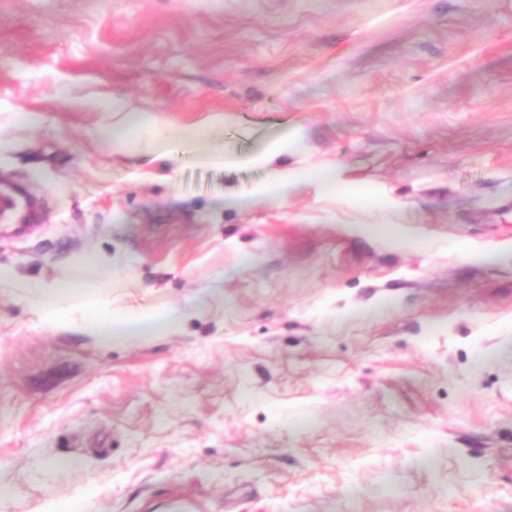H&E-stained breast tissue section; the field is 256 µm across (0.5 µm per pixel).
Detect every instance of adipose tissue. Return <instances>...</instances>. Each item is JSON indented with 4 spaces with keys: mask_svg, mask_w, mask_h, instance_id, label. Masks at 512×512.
<instances>
[{
    "mask_svg": "<svg viewBox=\"0 0 512 512\" xmlns=\"http://www.w3.org/2000/svg\"><path fill=\"white\" fill-rule=\"evenodd\" d=\"M103 108L106 113L115 115L116 120L101 124V137L112 141L115 146L125 147L129 144L128 132L133 129L138 131L141 137L148 139L150 154L160 157L167 155L166 123L158 114L129 111L126 100L120 96L109 98L104 102ZM304 147V138L299 131H285L268 141L259 151L236 154L214 148L200 154L198 161L207 166L264 170V177L251 184L243 193L248 205L262 209L286 201L300 179L299 173L294 169L274 167V160L279 157L300 155ZM0 287L15 288L33 294L35 311L43 322L50 325L67 323L70 330L96 336L98 341L104 344L128 336L129 327L133 324L148 325L157 335L178 332L186 316L185 311L170 309L135 318L114 317L108 302L112 292V280L108 277L97 282L95 291L86 295L81 305V318L70 322L65 321L64 312L66 304L72 302L74 293L67 286H42L20 277L12 267L0 266Z\"/></svg>",
    "mask_w": 512,
    "mask_h": 512,
    "instance_id": "ef3b65f1",
    "label": "adipose tissue"
}]
</instances>
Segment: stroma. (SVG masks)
Listing matches in <instances>:
<instances>
[{"mask_svg": "<svg viewBox=\"0 0 512 512\" xmlns=\"http://www.w3.org/2000/svg\"><path fill=\"white\" fill-rule=\"evenodd\" d=\"M113 96L342 182L225 206L262 171L113 148ZM0 178V265L208 304L104 346L0 289L6 512H512V0H0ZM35 208L33 202L19 195L15 188L7 183H0V224H22L29 222Z\"/></svg>", "mask_w": 512, "mask_h": 512, "instance_id": "35a3bbf8", "label": "stroma"}]
</instances>
